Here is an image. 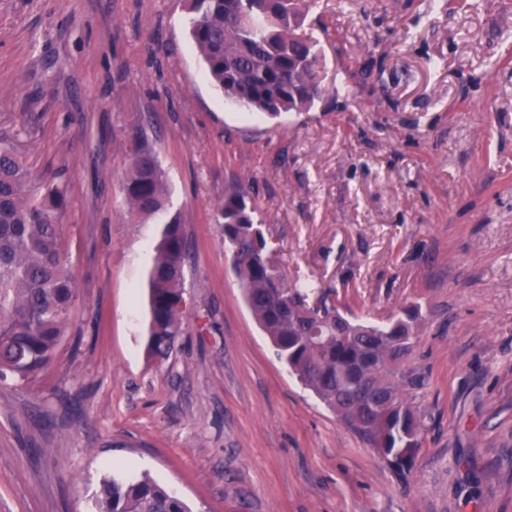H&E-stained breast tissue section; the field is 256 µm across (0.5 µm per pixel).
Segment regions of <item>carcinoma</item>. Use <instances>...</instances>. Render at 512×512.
<instances>
[{
  "label": "carcinoma",
  "mask_w": 512,
  "mask_h": 512,
  "mask_svg": "<svg viewBox=\"0 0 512 512\" xmlns=\"http://www.w3.org/2000/svg\"><path fill=\"white\" fill-rule=\"evenodd\" d=\"M303 2L190 0V37L208 80L227 101L277 117L308 111L328 92ZM122 191L130 223L159 224L148 272L149 351L165 358L183 331L179 303L188 245L180 215L170 213L165 172L149 143L129 156ZM68 199V182L36 181L13 145L0 141V379L27 381L47 372L72 318L77 288L62 224ZM254 213L239 190L225 193L216 208L224 242L240 245L233 263L248 309L299 381L388 462L407 468L421 433L410 398L428 378L408 364L425 323L421 307L375 326L351 321L325 302L310 304L312 286H288ZM364 377L377 398L373 407L348 397ZM91 512L192 510L143 475L102 480Z\"/></svg>",
  "instance_id": "obj_1"
}]
</instances>
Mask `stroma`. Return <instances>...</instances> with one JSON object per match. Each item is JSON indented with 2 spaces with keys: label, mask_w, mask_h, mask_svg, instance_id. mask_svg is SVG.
<instances>
[{
  "label": "stroma",
  "mask_w": 512,
  "mask_h": 512,
  "mask_svg": "<svg viewBox=\"0 0 512 512\" xmlns=\"http://www.w3.org/2000/svg\"><path fill=\"white\" fill-rule=\"evenodd\" d=\"M188 0H0V140L68 179L78 300L54 366L0 382V512H89L149 474L193 512H512V0H313L330 93L224 100ZM148 141L189 246L185 330L148 350ZM241 187L288 284L376 324L410 304L420 445L390 465L278 359L214 221Z\"/></svg>",
  "instance_id": "stroma-1"
}]
</instances>
